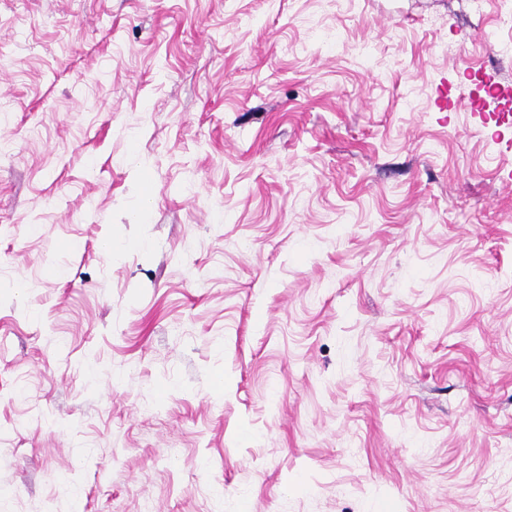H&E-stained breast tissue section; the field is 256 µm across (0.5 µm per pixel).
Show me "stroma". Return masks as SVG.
I'll list each match as a JSON object with an SVG mask.
<instances>
[{"mask_svg": "<svg viewBox=\"0 0 512 512\" xmlns=\"http://www.w3.org/2000/svg\"><path fill=\"white\" fill-rule=\"evenodd\" d=\"M0 512H512L494 0H0Z\"/></svg>", "mask_w": 512, "mask_h": 512, "instance_id": "1", "label": "stroma"}]
</instances>
